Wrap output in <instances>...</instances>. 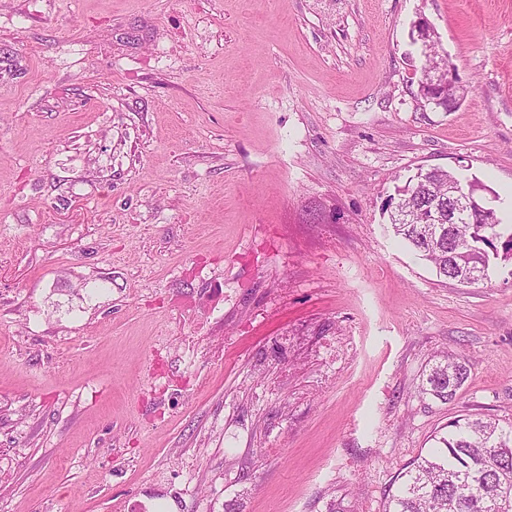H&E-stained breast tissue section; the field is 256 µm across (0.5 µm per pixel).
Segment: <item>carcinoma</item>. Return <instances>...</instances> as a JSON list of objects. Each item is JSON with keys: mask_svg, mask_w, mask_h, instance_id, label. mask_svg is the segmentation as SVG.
I'll return each instance as SVG.
<instances>
[{"mask_svg": "<svg viewBox=\"0 0 512 512\" xmlns=\"http://www.w3.org/2000/svg\"><path fill=\"white\" fill-rule=\"evenodd\" d=\"M421 92L445 109L456 101L451 83L436 91L427 82ZM456 179L439 170L418 187L407 179L395 188L396 211L414 218L433 206L448 211V182ZM389 222L394 235L445 278L462 282L512 261V224H485L477 213L469 224H397L392 214ZM469 375L468 359L448 353L432 366L421 393L451 404ZM397 479L385 512H512V498L506 503L498 494L505 485L512 489V424L477 415L454 419Z\"/></svg>", "mask_w": 512, "mask_h": 512, "instance_id": "1", "label": "carcinoma"}]
</instances>
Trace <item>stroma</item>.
<instances>
[{
    "instance_id": "obj_1",
    "label": "stroma",
    "mask_w": 512,
    "mask_h": 512,
    "mask_svg": "<svg viewBox=\"0 0 512 512\" xmlns=\"http://www.w3.org/2000/svg\"><path fill=\"white\" fill-rule=\"evenodd\" d=\"M421 167L512 224V0H0V512H384L512 422V272L396 241ZM470 366L468 359L458 353H448L443 360L432 366L422 383V395H428L443 404H451L457 399L460 389L468 380Z\"/></svg>"
}]
</instances>
